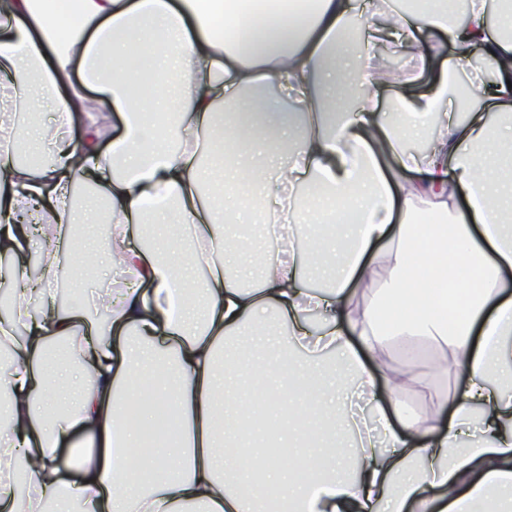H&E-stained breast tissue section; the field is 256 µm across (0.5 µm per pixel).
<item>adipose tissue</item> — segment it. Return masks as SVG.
<instances>
[{
	"mask_svg": "<svg viewBox=\"0 0 512 512\" xmlns=\"http://www.w3.org/2000/svg\"><path fill=\"white\" fill-rule=\"evenodd\" d=\"M0 0V512H481L512 504V195L484 155L512 118V0L489 23L481 0L457 22L448 0ZM387 28L418 72L487 76L465 120L438 119L445 83L400 97L387 125L368 53L340 47L351 25ZM455 47L442 58L439 41ZM125 61L109 71L112 59ZM156 89L159 129L136 80ZM276 85L251 134L296 143L285 170L221 154L219 102ZM97 89L90 101L86 89ZM53 103L42 120L38 98ZM120 115L112 138L104 111ZM82 135L73 138V126ZM37 143L52 147L34 151ZM412 168L424 175L411 182ZM253 187L281 217L279 259L246 285L224 231L229 194ZM95 189L77 206L78 182ZM106 203L99 261L122 287L58 307L51 284L78 259L74 228ZM150 224L144 250L129 224ZM39 248L31 277L25 254ZM370 299L356 296L366 281ZM287 326L296 359L266 340ZM421 342L444 354L406 376L384 355ZM462 374L454 398L433 377ZM384 383L388 397L376 396ZM414 389L415 413L403 400ZM173 407L185 431L166 452L127 419L125 399ZM342 412L353 438L323 427ZM140 452L131 473L119 451ZM279 456H270V449Z\"/></svg>",
	"mask_w": 512,
	"mask_h": 512,
	"instance_id": "adipose-tissue-1",
	"label": "adipose tissue"
}]
</instances>
